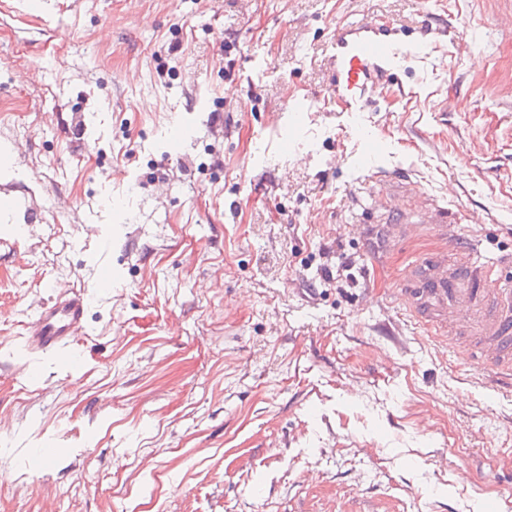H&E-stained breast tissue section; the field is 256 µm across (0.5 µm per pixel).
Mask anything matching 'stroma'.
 Instances as JSON below:
<instances>
[{"label": "stroma", "mask_w": 512, "mask_h": 512, "mask_svg": "<svg viewBox=\"0 0 512 512\" xmlns=\"http://www.w3.org/2000/svg\"><path fill=\"white\" fill-rule=\"evenodd\" d=\"M369 17L459 42L355 120L327 56ZM1 142L40 219L0 223V512H512V380L403 299L428 211L512 282V0H0ZM103 264L26 382L25 322Z\"/></svg>", "instance_id": "35a3bbf8"}]
</instances>
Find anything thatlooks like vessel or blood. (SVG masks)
I'll return each instance as SVG.
<instances>
[{
  "mask_svg": "<svg viewBox=\"0 0 512 512\" xmlns=\"http://www.w3.org/2000/svg\"><path fill=\"white\" fill-rule=\"evenodd\" d=\"M436 49V42L400 39L395 30L372 19L338 25L330 51L335 77L323 98L335 103L340 112L366 111L369 88L388 80L406 62L430 56ZM423 269L419 287L404 296L409 311L430 327L478 337L486 361L512 367V285H496L493 264L471 252L452 261L444 256L428 259ZM473 272L489 282V289L469 288ZM89 305V289L58 292L28 322L23 336L27 351L69 352L86 330Z\"/></svg>",
  "mask_w": 512,
  "mask_h": 512,
  "instance_id": "1",
  "label": "vessel or blood"
}]
</instances>
